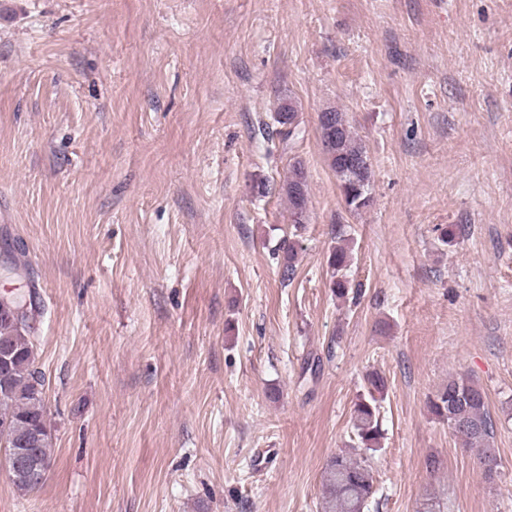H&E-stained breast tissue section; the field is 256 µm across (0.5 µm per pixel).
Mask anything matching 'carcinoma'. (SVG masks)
<instances>
[{"label":"carcinoma","instance_id":"carcinoma-1","mask_svg":"<svg viewBox=\"0 0 512 512\" xmlns=\"http://www.w3.org/2000/svg\"><path fill=\"white\" fill-rule=\"evenodd\" d=\"M331 116L318 125L320 139L332 168L342 198L348 210L359 212L373 203L372 163L361 138L353 131L345 113L328 108L321 112ZM299 113L292 99H283L274 120L281 126L284 140L297 139ZM288 200V208L295 231L304 228L308 203V183L303 161L295 157L288 177L281 186ZM281 276L291 280L296 271L301 247L293 239L282 241ZM353 249L346 244L333 247L329 256L330 288L338 298L349 294L359 296L361 289L353 286L347 271ZM35 329L17 328L0 318V344H10L20 353L14 366L9 390L0 384V442L7 445L31 435L36 429L50 425L45 392L36 386V369L28 359L33 347ZM368 395L357 397L351 414L352 426L359 448L374 450L381 447L384 438L380 420V400L375 394H384V378L371 374L367 377ZM429 408L440 421L448 424L454 436L464 447L478 449V463L496 472L499 460L491 448L495 423L489 411L487 395L476 383L463 378H450L430 400ZM376 493L375 476L366 461L347 453H339L326 464L322 483V512H367Z\"/></svg>","mask_w":512,"mask_h":512}]
</instances>
